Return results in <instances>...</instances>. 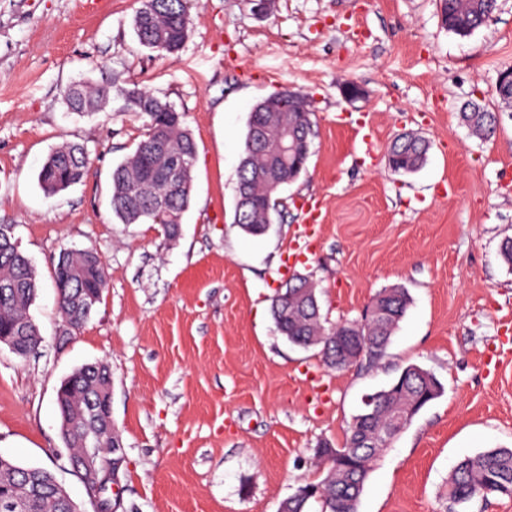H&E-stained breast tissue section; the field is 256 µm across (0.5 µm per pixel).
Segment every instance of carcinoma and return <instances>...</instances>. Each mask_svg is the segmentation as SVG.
<instances>
[{"instance_id": "1", "label": "carcinoma", "mask_w": 512, "mask_h": 512, "mask_svg": "<svg viewBox=\"0 0 512 512\" xmlns=\"http://www.w3.org/2000/svg\"><path fill=\"white\" fill-rule=\"evenodd\" d=\"M496 0H442L443 20L449 31L467 36L492 14ZM134 28L139 44L160 56L178 53L190 28L187 0H143L136 12ZM109 94L105 86L91 87L83 82L70 84L65 101L74 112L95 109ZM125 109L144 119L142 138L132 154L112 169V211L124 224H159L165 234L176 235L171 220L189 207L192 173L197 160V145L185 123V114L136 83L123 91ZM313 109L308 98L295 99L291 108L269 116L257 103L250 115L244 151L238 166L236 199H248L245 207L236 206L235 223L246 232L265 231L276 210V193L281 186L295 181L289 164L276 153L285 130L312 145ZM460 118L477 135L487 139L498 127L496 112H462ZM427 142L412 135L397 137L386 153V164L395 173H412L424 162ZM190 161L178 189L172 191L159 180L172 158ZM88 172V151L80 144H69L49 154L39 173L44 191L55 194L81 182ZM154 183L153 192H142V184ZM70 276L54 274L61 314L70 327L81 328L95 309L92 298L108 288L101 257L88 249H71L65 254ZM38 289L37 272L31 260L19 249L10 227L0 225V330L16 336V354L27 356L37 350L42 337L29 310ZM387 308V322L376 326L364 323L362 334L369 336V352L363 360L381 359L410 297L403 288H386L372 299ZM271 312L277 331L301 348L313 336L322 337L321 353L325 364L336 368L329 343L334 325H326L320 306L296 290L280 289L272 299ZM110 366L105 362L85 364L71 374L73 388L56 396L61 420L72 419L71 404L82 397H97ZM443 387L433 373L423 377L418 366L402 369L394 383L380 390L379 403L363 423L352 421L344 455L337 459L318 454L326 466L324 478L316 483L319 491L302 495L305 486L289 498L288 512H304L316 502L321 512H357L359 498L369 475L371 463L395 438L391 430L397 416H415L437 399ZM54 474L43 467H22L0 460V501L15 499L16 512H67L66 502L55 493ZM500 494L512 497V448H492L461 460L448 478L446 496L454 506H462L477 497Z\"/></svg>"}]
</instances>
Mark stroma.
Segmentation results:
<instances>
[{
  "instance_id": "stroma-1",
  "label": "stroma",
  "mask_w": 512,
  "mask_h": 512,
  "mask_svg": "<svg viewBox=\"0 0 512 512\" xmlns=\"http://www.w3.org/2000/svg\"><path fill=\"white\" fill-rule=\"evenodd\" d=\"M140 5L0 0V224L35 265L43 338L26 357L0 345V456L48 468L87 505L56 392L103 361L124 512H279L323 478L316 450L344 446L363 397L415 364L444 392L373 462L358 512H448L459 461L512 448V265L500 253L512 238V112L495 92L512 67V0L464 37L444 26L440 0H191L189 37L165 57L136 39ZM82 80L111 93L79 114L64 91ZM131 82L184 112L197 143L173 238L112 211V169L143 129L122 109ZM282 88L311 98V155L252 236L234 222L239 160L253 107ZM470 102L499 113L490 139L461 122ZM405 133L429 149L398 174L385 155ZM68 143L87 148L88 175L46 193L41 167ZM66 249L96 251L109 283L75 331L53 281ZM297 274L331 324L407 289L383 358L333 370L280 335L271 300Z\"/></svg>"
}]
</instances>
